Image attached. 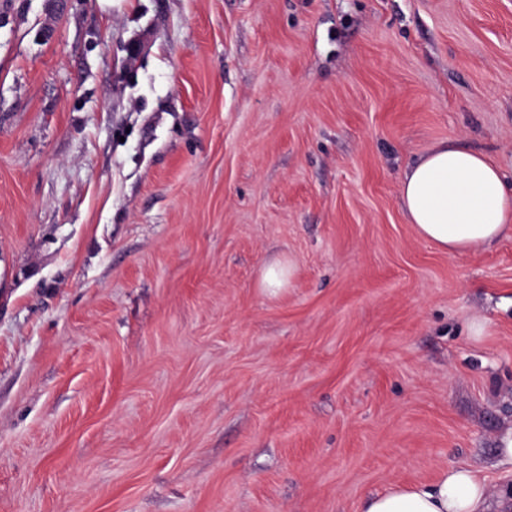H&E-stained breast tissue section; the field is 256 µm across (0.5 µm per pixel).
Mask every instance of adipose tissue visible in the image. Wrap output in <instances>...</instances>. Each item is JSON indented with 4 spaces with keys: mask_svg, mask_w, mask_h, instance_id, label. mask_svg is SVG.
<instances>
[{
    "mask_svg": "<svg viewBox=\"0 0 512 512\" xmlns=\"http://www.w3.org/2000/svg\"><path fill=\"white\" fill-rule=\"evenodd\" d=\"M400 196L418 236L448 254L512 237V194L483 153L435 144L406 171ZM487 494L475 471L447 468L432 482L395 485L369 497L363 512H486Z\"/></svg>",
    "mask_w": 512,
    "mask_h": 512,
    "instance_id": "1",
    "label": "adipose tissue"
}]
</instances>
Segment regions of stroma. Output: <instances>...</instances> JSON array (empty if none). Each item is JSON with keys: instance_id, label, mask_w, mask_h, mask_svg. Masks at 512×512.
<instances>
[{"instance_id": "35a3bbf8", "label": "stroma", "mask_w": 512, "mask_h": 512, "mask_svg": "<svg viewBox=\"0 0 512 512\" xmlns=\"http://www.w3.org/2000/svg\"><path fill=\"white\" fill-rule=\"evenodd\" d=\"M441 141L512 190V0H0V512H512V238H418ZM292 265L276 260L271 262L261 274V288L269 293H276L290 280ZM487 494L475 471L447 468L430 483L395 485L369 497L362 512H488Z\"/></svg>"}]
</instances>
